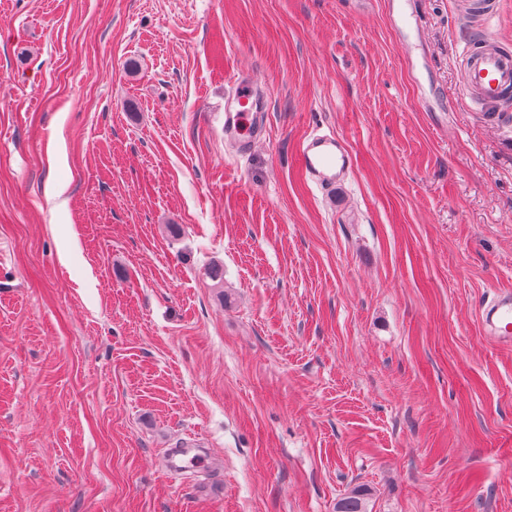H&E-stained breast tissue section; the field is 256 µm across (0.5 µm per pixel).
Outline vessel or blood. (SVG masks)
Instances as JSON below:
<instances>
[{
    "label": "vessel or blood",
    "mask_w": 512,
    "mask_h": 512,
    "mask_svg": "<svg viewBox=\"0 0 512 512\" xmlns=\"http://www.w3.org/2000/svg\"><path fill=\"white\" fill-rule=\"evenodd\" d=\"M496 13L494 0H468L472 42L463 59V79L467 89L483 106L495 108L512 101V50L493 43L485 24ZM265 98L251 75L234 82L232 94L224 102V138L240 151H248L264 131ZM301 165L316 186L335 190L351 167L345 142L336 134L311 135L300 151ZM486 336L496 343L512 345V292H497L478 312Z\"/></svg>",
    "instance_id": "obj_1"
}]
</instances>
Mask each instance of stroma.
Returning <instances> with one entry per match:
<instances>
[{"instance_id":"obj_1","label":"stroma","mask_w":512,"mask_h":512,"mask_svg":"<svg viewBox=\"0 0 512 512\" xmlns=\"http://www.w3.org/2000/svg\"><path fill=\"white\" fill-rule=\"evenodd\" d=\"M464 3L404 0V40L390 0H0V512H512L477 317L512 291V125L464 87ZM184 440L209 460L169 471ZM265 98L251 75L243 74L234 82V89L224 101V141L233 142L248 151L264 131ZM300 162L316 186L330 192L345 177L352 158L345 142L330 132L311 135L301 148ZM370 491L367 488L354 489L336 503V512H366Z\"/></svg>"}]
</instances>
